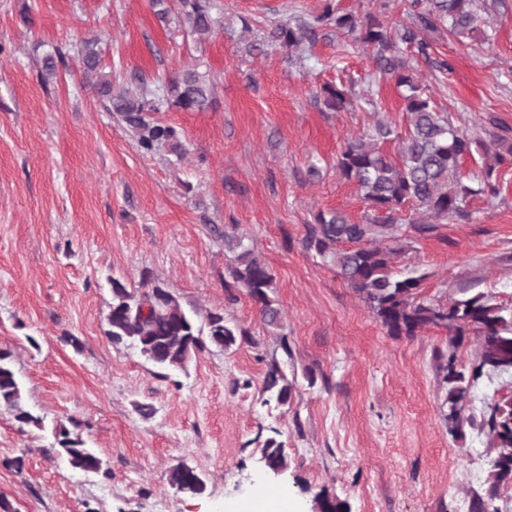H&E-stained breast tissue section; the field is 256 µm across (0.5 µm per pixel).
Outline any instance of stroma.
<instances>
[{
    "instance_id": "1",
    "label": "stroma",
    "mask_w": 512,
    "mask_h": 512,
    "mask_svg": "<svg viewBox=\"0 0 512 512\" xmlns=\"http://www.w3.org/2000/svg\"><path fill=\"white\" fill-rule=\"evenodd\" d=\"M216 2L224 26L199 41L175 14L160 22L151 0H0V348L12 351L25 405L41 419L23 427L0 406V460H22L0 467V500L12 512H222L264 488L288 493L298 512H315L320 496L349 512H477L491 472L483 420L512 394V372L475 383L462 427L449 433L438 369L447 330L389 335L307 244L318 212L364 218L336 157L377 122L404 130L401 88L335 29L300 51L270 41L273 25L318 15L328 0ZM335 2L384 13L390 26L412 20L410 0ZM506 3L487 17L492 43L430 32L431 56L448 70L414 63L441 111L484 140L492 117L512 133ZM93 37L113 89L161 86L186 67L209 77V108L158 114L176 128L181 154L143 152L86 84L70 49ZM58 48L66 66L44 80L43 58ZM327 84L350 88L354 106L325 107ZM493 180L496 197L474 196L469 218L437 221L395 259V273L424 275L423 296L482 292L512 310V167ZM228 235L269 266L280 334L244 289L228 301ZM146 275L197 324L220 313L244 337L174 371L112 343L111 283L137 289ZM274 363L292 385L283 405L265 401ZM62 426L102 459L99 473L57 454ZM271 437L288 461L279 474L260 461ZM182 464L203 477L204 493L169 485Z\"/></svg>"
}]
</instances>
